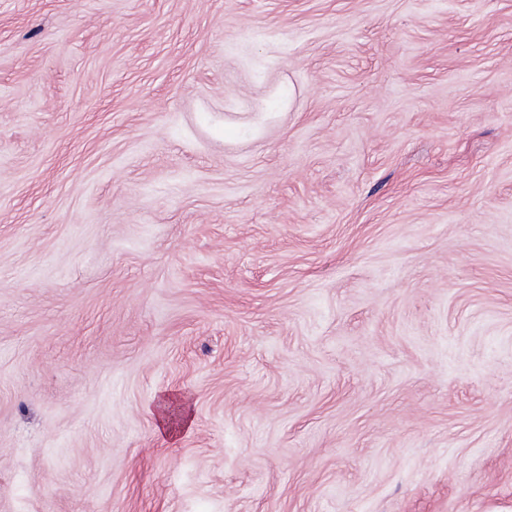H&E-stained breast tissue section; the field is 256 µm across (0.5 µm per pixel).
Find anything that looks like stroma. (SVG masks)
<instances>
[{
    "label": "stroma",
    "instance_id": "obj_1",
    "mask_svg": "<svg viewBox=\"0 0 512 512\" xmlns=\"http://www.w3.org/2000/svg\"><path fill=\"white\" fill-rule=\"evenodd\" d=\"M0 512H512V0H0Z\"/></svg>",
    "mask_w": 512,
    "mask_h": 512
}]
</instances>
